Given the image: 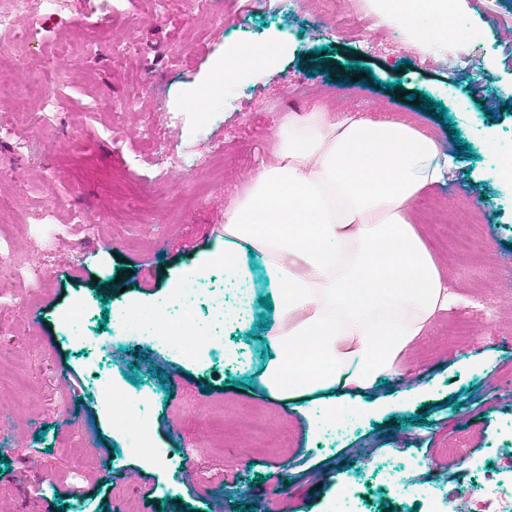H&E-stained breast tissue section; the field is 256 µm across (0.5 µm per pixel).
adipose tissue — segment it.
I'll list each match as a JSON object with an SVG mask.
<instances>
[{
	"label": "adipose tissue",
	"instance_id": "ef3b65f1",
	"mask_svg": "<svg viewBox=\"0 0 512 512\" xmlns=\"http://www.w3.org/2000/svg\"><path fill=\"white\" fill-rule=\"evenodd\" d=\"M463 0H375L379 23L414 30L419 48L447 46ZM433 138L383 118L332 117L320 106L281 127L277 160L224 213V272L258 254L277 319L261 384L274 399L322 402L374 390L454 302L407 218L444 176Z\"/></svg>",
	"mask_w": 512,
	"mask_h": 512
}]
</instances>
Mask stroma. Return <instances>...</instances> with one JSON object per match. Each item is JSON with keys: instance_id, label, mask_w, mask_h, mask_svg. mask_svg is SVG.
I'll return each instance as SVG.
<instances>
[{"instance_id": "35a3bbf8", "label": "stroma", "mask_w": 512, "mask_h": 512, "mask_svg": "<svg viewBox=\"0 0 512 512\" xmlns=\"http://www.w3.org/2000/svg\"><path fill=\"white\" fill-rule=\"evenodd\" d=\"M498 3L507 20L494 26L486 0H465L456 25L468 40L445 52L388 53L353 36L377 24L369 0H323L317 18L290 0H213L207 13L188 0H119L110 21L105 0H68L14 47L6 69L21 66L28 83L52 73L64 107L33 129L0 103V189L15 203L0 216V512H108L117 501L124 512H446L468 497L512 498L501 461L512 451V0ZM92 33L106 49L87 52ZM237 43L277 59L218 85ZM361 55L373 81L326 77ZM422 93L446 118L416 103ZM320 103L393 115L453 157L411 218L456 300L374 392L377 411L311 431L260 386L268 284L225 277L218 257L225 208L275 161L288 117ZM76 211L87 223H72ZM202 259L195 317L223 351L192 358L141 327L101 326L105 312L166 301ZM78 304L85 314L70 322ZM99 377L142 396L147 440L115 424ZM85 457L95 470L78 468ZM61 484L75 495L59 497Z\"/></svg>"}]
</instances>
